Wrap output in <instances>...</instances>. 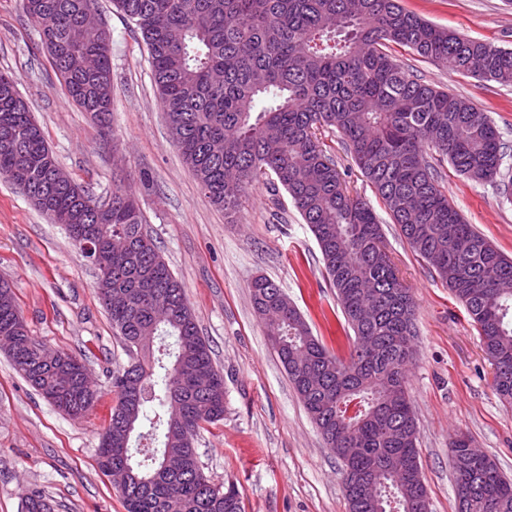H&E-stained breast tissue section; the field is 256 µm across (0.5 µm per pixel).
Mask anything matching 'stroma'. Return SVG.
Here are the masks:
<instances>
[{
  "label": "stroma",
  "mask_w": 512,
  "mask_h": 512,
  "mask_svg": "<svg viewBox=\"0 0 512 512\" xmlns=\"http://www.w3.org/2000/svg\"><path fill=\"white\" fill-rule=\"evenodd\" d=\"M441 28L512 49V0H401ZM97 14L112 35V135L102 134L59 83L21 0H0V70L11 71L61 168L94 199L131 183L148 232L183 281L201 336L224 374L227 411L203 425L195 446L204 474L233 482L244 512H348L339 464L325 446L274 354L255 314L251 282L273 280L298 307L313 335L346 353L353 333L325 277L318 244L284 189L253 186L232 218L195 181L170 140L136 25L112 0ZM390 54L424 82L469 98L512 145V86L451 74L410 49ZM321 139L347 185L375 209L397 274L415 302L416 353L409 372L417 445L431 512H456L450 442L463 433L512 480V405L493 388L494 370L466 309L431 265L402 240L341 138ZM452 206L512 258V201L442 164ZM96 269L63 225L36 209L0 177V280L8 281L39 340L80 358L98 404L83 417L57 411L12 368L0 350V512H22L38 490L55 512H125L99 471L96 453L114 403L113 371L128 356L95 293Z\"/></svg>",
  "instance_id": "obj_1"
}]
</instances>
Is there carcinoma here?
<instances>
[{
	"label": "carcinoma",
	"instance_id": "carcinoma-1",
	"mask_svg": "<svg viewBox=\"0 0 512 512\" xmlns=\"http://www.w3.org/2000/svg\"><path fill=\"white\" fill-rule=\"evenodd\" d=\"M113 0L135 22L149 50L168 132L201 188L227 214L246 191L272 174L293 200L319 245L327 279L354 333L346 358L329 350L281 288L251 283L267 334L283 339L276 355L327 447L356 453L342 463L349 512H430L417 448L418 426L400 362L415 352L414 304L385 245L371 205L354 196L318 138L337 131L392 223L466 308L485 354L496 366L494 388L512 403V260L464 222L440 189L432 147L460 174L478 182L501 177L504 146L473 102L432 86L397 64L394 43L450 73L512 85V51L464 38L404 9L399 0ZM67 94L111 129L112 52L83 30L95 0H22ZM58 162L42 127L0 72V176L24 178L56 224L82 248L112 249V329L129 353L112 372V446L98 459L125 464V512H242L234 484L202 471L196 431L224 419V374L200 336L185 285L143 227L135 192L112 187V208L91 207L80 183H56ZM20 340L7 354L37 392L55 380L31 351L32 338L10 284L0 280V331ZM402 386L392 400L388 386ZM54 406L86 413L98 395L87 372L58 383ZM133 459L132 440L153 439ZM456 439L449 448L457 482L469 487L459 512H512V481L490 458L471 460ZM185 457L181 471L165 456ZM24 512H53L42 492L25 493Z\"/></svg>",
	"mask_w": 512,
	"mask_h": 512
}]
</instances>
